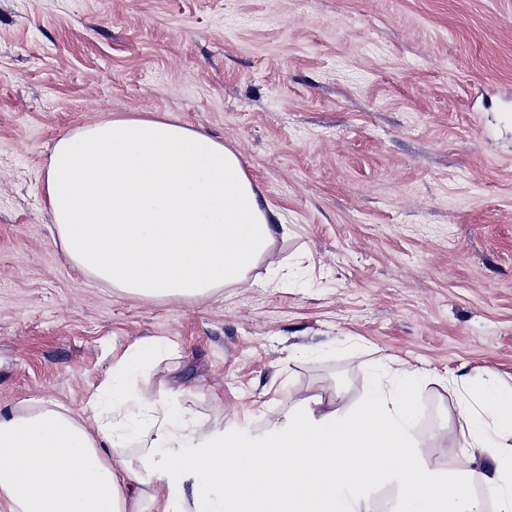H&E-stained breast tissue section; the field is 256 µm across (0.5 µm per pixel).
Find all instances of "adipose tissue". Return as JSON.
Instances as JSON below:
<instances>
[{"label": "adipose tissue", "mask_w": 512, "mask_h": 512, "mask_svg": "<svg viewBox=\"0 0 512 512\" xmlns=\"http://www.w3.org/2000/svg\"><path fill=\"white\" fill-rule=\"evenodd\" d=\"M70 259L143 299H197L244 281L267 256L277 212L263 207L235 152L189 126L152 118L103 121L61 136L45 178ZM139 343L112 369L108 397L80 414L38 403L0 413V496L8 512H371L375 488L398 512H512V388L459 385L449 457L484 459L464 475L419 453L411 420L414 372L359 405L326 409L308 397L264 435L186 421L167 402L149 424L140 471L119 430L133 401L128 376L152 360Z\"/></svg>", "instance_id": "ef3b65f1"}]
</instances>
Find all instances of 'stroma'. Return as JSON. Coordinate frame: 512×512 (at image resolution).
<instances>
[{
	"mask_svg": "<svg viewBox=\"0 0 512 512\" xmlns=\"http://www.w3.org/2000/svg\"><path fill=\"white\" fill-rule=\"evenodd\" d=\"M167 118L240 157L270 258L201 300L79 269L44 177L59 137ZM130 380L227 430L424 375L440 469L459 377L512 386V0H0V411Z\"/></svg>",
	"mask_w": 512,
	"mask_h": 512,
	"instance_id": "1",
	"label": "stroma"
}]
</instances>
